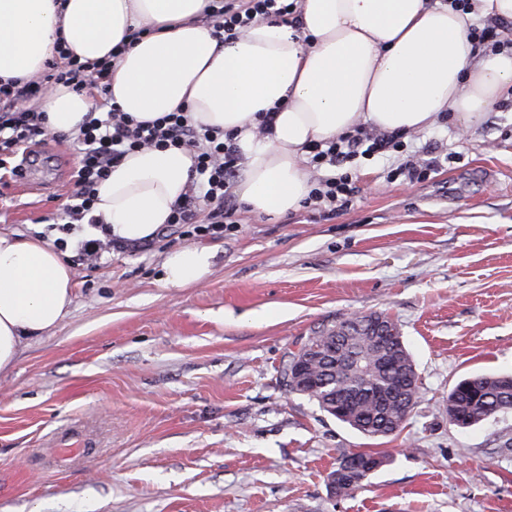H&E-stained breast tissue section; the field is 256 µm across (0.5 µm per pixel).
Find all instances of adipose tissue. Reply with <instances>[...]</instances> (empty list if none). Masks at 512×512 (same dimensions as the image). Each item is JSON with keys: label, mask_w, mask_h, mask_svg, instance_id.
Masks as SVG:
<instances>
[{"label": "adipose tissue", "mask_w": 512, "mask_h": 512, "mask_svg": "<svg viewBox=\"0 0 512 512\" xmlns=\"http://www.w3.org/2000/svg\"><path fill=\"white\" fill-rule=\"evenodd\" d=\"M299 0L294 22L260 21L228 43L201 16L209 0H0V81L43 73L63 43L81 62L126 50L111 76L113 102L139 121L184 109L198 126L235 133L245 164L235 192L257 213L296 210L310 192L309 145L362 123L401 134L447 115L467 131L512 96V50L478 51L475 21L512 22V0ZM149 35L132 39L133 30ZM93 105L57 86L41 102L46 127L76 131ZM276 114L258 133L259 115ZM178 150L127 154L101 180L95 207L112 237L155 238L189 184ZM214 254L168 253L163 283L210 274ZM74 270L41 238L0 232V372L25 342L54 330L75 299Z\"/></svg>", "instance_id": "1"}]
</instances>
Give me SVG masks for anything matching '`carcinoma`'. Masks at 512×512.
<instances>
[{"instance_id": "cac0c4a2", "label": "carcinoma", "mask_w": 512, "mask_h": 512, "mask_svg": "<svg viewBox=\"0 0 512 512\" xmlns=\"http://www.w3.org/2000/svg\"><path fill=\"white\" fill-rule=\"evenodd\" d=\"M349 325L331 342L336 348L332 361L320 360L316 364L318 384L312 387L295 385L288 375L290 362L312 346L325 344V337L333 335L343 321L324 326L300 342L290 352L283 370V379L289 392L303 396L339 423L370 438L386 439L396 435L412 417L414 409L401 411L402 377L415 367L407 348L398 345L379 352L372 347L370 336L372 321L367 315L347 318ZM456 400L454 426L468 429L500 414L512 413V374L482 373L460 379L448 392ZM349 403L343 416L334 413L335 403ZM361 467L349 470L345 466L348 455H343L335 469L339 491L336 496L356 492L369 477L389 462L379 452L358 451Z\"/></svg>"}]
</instances>
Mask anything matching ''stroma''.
Here are the masks:
<instances>
[{"label":"stroma","instance_id":"obj_1","mask_svg":"<svg viewBox=\"0 0 512 512\" xmlns=\"http://www.w3.org/2000/svg\"><path fill=\"white\" fill-rule=\"evenodd\" d=\"M448 161L409 184L406 160L357 157L336 216L248 210L223 238L171 234L75 266L60 325L0 374V512H512V415L462 430L449 390L512 372V107L469 132L414 133ZM79 158L58 142L23 193L0 170V231L53 241L58 183ZM215 254L200 284L168 288L172 250ZM384 312L416 363L421 399L397 436L372 440L288 392L290 351L322 326ZM390 463L353 495L327 475L342 454Z\"/></svg>","mask_w":512,"mask_h":512}]
</instances>
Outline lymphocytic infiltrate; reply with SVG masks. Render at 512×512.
<instances>
[{"label": "lymphocytic infiltrate", "instance_id": "lymphocytic-infiltrate-1", "mask_svg": "<svg viewBox=\"0 0 512 512\" xmlns=\"http://www.w3.org/2000/svg\"><path fill=\"white\" fill-rule=\"evenodd\" d=\"M298 0H211L202 20L212 25L222 41L234 40L252 23L296 18ZM111 59L87 65L69 53L59 52L56 61L33 80L11 79L0 84V164L12 163L22 149L54 139L36 104L56 84L83 93L94 91L95 106L78 133L68 141L80 159L66 201L50 225L54 244L66 249L78 226H102L94 213L96 187L109 170L130 152L142 148L181 150L193 157L187 191L171 211V224L189 237L222 238L227 225L236 221L239 204L234 182L244 157L233 133L196 126L188 113L170 112L151 122L136 121L110 102ZM402 134L363 125L308 150L313 168L329 166L337 173L315 179L308 205L335 214L355 191L345 167L359 156L383 155L404 148Z\"/></svg>", "mask_w": 512, "mask_h": 512}]
</instances>
